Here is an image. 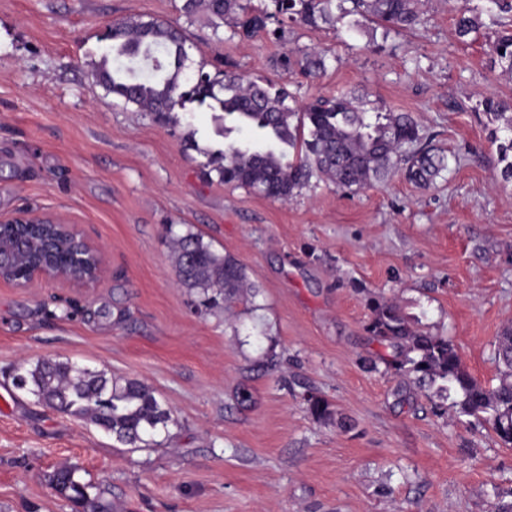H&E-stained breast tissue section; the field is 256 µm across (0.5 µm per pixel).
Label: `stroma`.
<instances>
[{"label": "stroma", "mask_w": 512, "mask_h": 512, "mask_svg": "<svg viewBox=\"0 0 512 512\" xmlns=\"http://www.w3.org/2000/svg\"><path fill=\"white\" fill-rule=\"evenodd\" d=\"M180 5L0 0V216L59 217L105 257L89 287L0 283V512H84L51 483L64 464L115 512H496L512 500V447L379 363L365 326L370 298L394 299L496 382L493 345L512 326V180L475 105L512 98L488 56L512 14L420 0V24L378 48L328 26L233 39ZM464 10L484 23L465 43ZM138 17L181 28L210 69L229 60L305 100L351 90L414 113L445 179L423 189L398 172L355 192L320 181L285 203L207 181L219 113L190 102L161 124L90 75L105 28ZM309 48L328 58L318 78L271 63ZM189 230L245 268L236 298L209 309L179 284L171 236ZM45 356L150 385L177 421L165 446L131 449L17 389V369ZM311 391L330 419L311 413Z\"/></svg>", "instance_id": "stroma-1"}]
</instances>
